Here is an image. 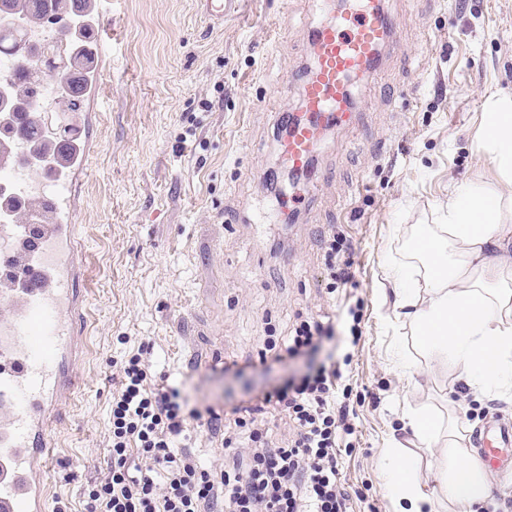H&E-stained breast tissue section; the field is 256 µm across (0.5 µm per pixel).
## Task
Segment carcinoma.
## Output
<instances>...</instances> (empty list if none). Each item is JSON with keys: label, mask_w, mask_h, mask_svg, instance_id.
Masks as SVG:
<instances>
[{"label": "carcinoma", "mask_w": 512, "mask_h": 512, "mask_svg": "<svg viewBox=\"0 0 512 512\" xmlns=\"http://www.w3.org/2000/svg\"><path fill=\"white\" fill-rule=\"evenodd\" d=\"M93 0H0V16L12 15L17 24L0 27V61L14 69L15 77L6 85L7 95L0 100V113H29L31 105L54 106L72 115L81 111L85 99L83 77L95 67L96 49L79 50L75 38L78 24L91 17ZM41 36L43 48L58 56L62 63V80L55 85L56 93L46 96L52 66L45 68L27 65L29 55H41L37 46L29 43L32 35ZM77 128L69 124L60 128L57 137L49 140L39 126L20 120L0 121V145L7 142L23 145L20 156L45 159L51 155L57 166H63L64 151L78 141ZM46 209L37 193L25 194L18 207L10 211L14 224L40 223L39 211Z\"/></svg>", "instance_id": "1"}]
</instances>
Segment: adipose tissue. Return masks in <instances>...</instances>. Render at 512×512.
<instances>
[{"instance_id":"obj_1","label":"adipose tissue","mask_w":512,"mask_h":512,"mask_svg":"<svg viewBox=\"0 0 512 512\" xmlns=\"http://www.w3.org/2000/svg\"><path fill=\"white\" fill-rule=\"evenodd\" d=\"M481 124V146L495 177L468 184L448 199L445 221L412 240L421 268L403 269L399 306L414 324L418 347L478 389L512 385V97L493 94ZM438 484L418 480L419 458L403 443L387 449L384 468L397 512H437L443 498L468 508L489 495L486 473L469 456L456 427L439 450Z\"/></svg>"}]
</instances>
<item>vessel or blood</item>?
<instances>
[{
  "label": "vessel or blood",
  "instance_id": "vessel-or-blood-1",
  "mask_svg": "<svg viewBox=\"0 0 512 512\" xmlns=\"http://www.w3.org/2000/svg\"><path fill=\"white\" fill-rule=\"evenodd\" d=\"M354 10L317 28L313 65L301 83L300 109L307 120L292 123L282 144L290 175L305 174L319 131L352 123L350 79L377 67L382 46L399 21L379 0H356ZM112 0H97L90 37L109 40ZM89 144L70 152L40 188L52 201L53 223L0 224V512H45L41 475L49 430L60 404L76 385L83 292L82 265L73 220L74 184L85 168ZM25 173L0 167V190L29 188ZM473 442L485 463L512 473V426L492 420Z\"/></svg>",
  "mask_w": 512,
  "mask_h": 512
}]
</instances>
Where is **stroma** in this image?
Returning <instances> with one entry per match:
<instances>
[{
	"label": "stroma",
	"mask_w": 512,
	"mask_h": 512,
	"mask_svg": "<svg viewBox=\"0 0 512 512\" xmlns=\"http://www.w3.org/2000/svg\"><path fill=\"white\" fill-rule=\"evenodd\" d=\"M382 3L403 24L353 123L322 138L315 187L291 217L267 183L286 173L279 119L300 107L319 0H233L220 27L197 0H118L81 123L94 144L75 185L83 358L50 430L46 512H85L109 462V364L142 345L189 406L224 414L333 352L264 354L298 316L359 335L344 369L353 512H394L381 460L404 409L455 414L468 442L489 419L512 423V394L467 389L417 348L392 283L418 229L443 223L449 193L493 174L480 125L491 92L512 94V0ZM335 232L355 248V277L331 294L323 241Z\"/></svg>",
	"instance_id": "35a3bbf8"
}]
</instances>
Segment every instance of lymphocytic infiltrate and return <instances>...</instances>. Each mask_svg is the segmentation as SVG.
Instances as JSON below:
<instances>
[{
    "instance_id": "1",
    "label": "lymphocytic infiltrate",
    "mask_w": 512,
    "mask_h": 512,
    "mask_svg": "<svg viewBox=\"0 0 512 512\" xmlns=\"http://www.w3.org/2000/svg\"><path fill=\"white\" fill-rule=\"evenodd\" d=\"M332 323L302 321L283 344L289 356L333 340ZM268 340L269 349H276ZM106 428L110 466L87 490L86 512H348L341 450L353 433L354 410L340 400L343 370L336 357L267 392L234 421L224 440V467L200 464L184 440L191 423L216 421L215 411L189 408L177 388L157 382L146 349L116 364ZM288 420L291 437L272 445L268 418ZM138 465H131V457Z\"/></svg>"
}]
</instances>
